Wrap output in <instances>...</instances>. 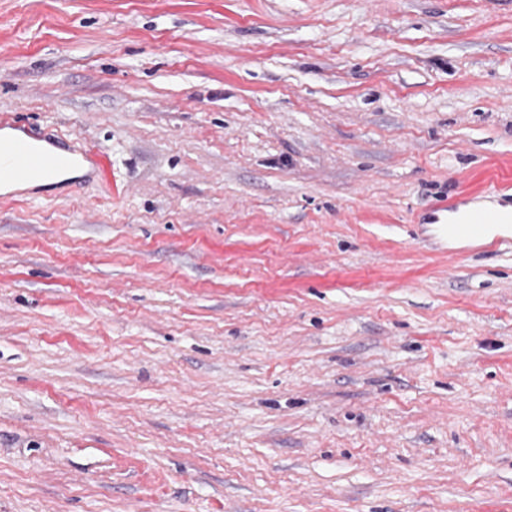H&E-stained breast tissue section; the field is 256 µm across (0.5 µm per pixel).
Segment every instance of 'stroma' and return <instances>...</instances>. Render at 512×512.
<instances>
[{"mask_svg":"<svg viewBox=\"0 0 512 512\" xmlns=\"http://www.w3.org/2000/svg\"><path fill=\"white\" fill-rule=\"evenodd\" d=\"M0 512H512V0H0ZM1 129L17 131L20 134L7 138L1 137ZM51 131V126L43 128L22 120L14 113H0V180L13 181H2L6 188L23 190L46 186L74 175L70 168L60 174L34 177L62 166L66 162L86 168L84 177L92 179L100 177L104 170V160L98 149L91 146L84 138L71 137L61 132L51 134ZM42 140L67 148L68 153L61 154L40 148L37 142ZM75 143L79 145L77 148L74 147ZM20 180L26 181L14 182ZM448 210L452 211V212H457V207H453V206L448 207L446 205L438 206L434 211L446 212L447 213V222L446 223L441 222L440 218L437 217L436 223H431V224H443V226L436 228L437 233L444 239L448 238L447 240H448V243H450V244L464 245V244H469V243H476L479 241L491 239L493 236H495L497 234H508V232H509V226H504L502 228L493 230L492 232H490L487 235H480V236L472 237V236H453V235L448 234V237H447L444 232L445 227H446V226H444V224L448 223ZM450 224H463L457 228L458 233L481 234L486 228L497 224H508L503 222L502 216L497 210L488 208L471 209L467 215L460 220Z\"/></svg>","mask_w":512,"mask_h":512,"instance_id":"35a3bbf8","label":"stroma"}]
</instances>
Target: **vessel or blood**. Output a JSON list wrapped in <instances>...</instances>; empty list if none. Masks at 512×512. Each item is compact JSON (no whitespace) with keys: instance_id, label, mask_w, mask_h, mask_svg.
Returning a JSON list of instances; mask_svg holds the SVG:
<instances>
[{"instance_id":"vessel-or-blood-1","label":"vessel or blood","mask_w":512,"mask_h":512,"mask_svg":"<svg viewBox=\"0 0 512 512\" xmlns=\"http://www.w3.org/2000/svg\"><path fill=\"white\" fill-rule=\"evenodd\" d=\"M66 163L83 166L92 179L104 170L102 153L86 140L51 133L11 112L0 113V180H27ZM501 221L496 210L474 208L463 217L461 231L479 234Z\"/></svg>"}]
</instances>
